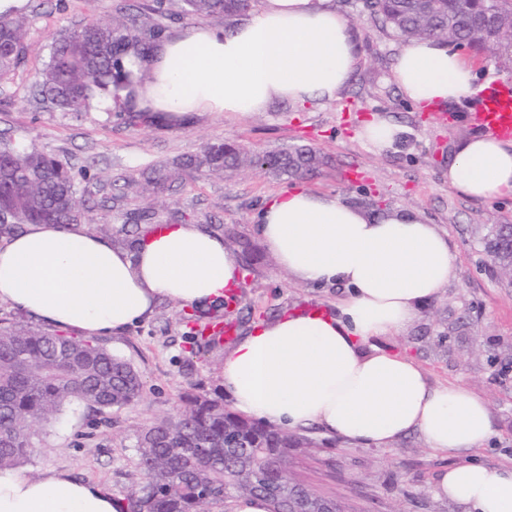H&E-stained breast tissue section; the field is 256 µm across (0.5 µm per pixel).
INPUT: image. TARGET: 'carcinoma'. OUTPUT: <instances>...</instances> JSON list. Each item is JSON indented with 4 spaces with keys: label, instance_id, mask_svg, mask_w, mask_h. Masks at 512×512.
I'll return each instance as SVG.
<instances>
[{
    "label": "carcinoma",
    "instance_id": "obj_1",
    "mask_svg": "<svg viewBox=\"0 0 512 512\" xmlns=\"http://www.w3.org/2000/svg\"><path fill=\"white\" fill-rule=\"evenodd\" d=\"M185 11L208 17L246 13L252 0H182ZM364 7L404 41L437 38L458 47L512 60V0H364ZM27 18L0 14V82L21 64L28 46ZM165 29L136 17L112 23L91 20L61 32L39 72L36 87L48 103L66 112H88L95 92L117 78L121 60L146 62L147 42ZM324 164L312 148L292 146L262 156L225 143L208 144L193 159L158 165L144 186L169 191L195 174H231L259 167L287 179L302 178ZM88 210L68 163L34 146L0 140V234L20 224H85ZM485 251L512 281V224H498ZM138 373L104 347L35 329L0 327V470L14 468L35 449L39 430L69 408L100 415L133 403L141 393ZM143 482L125 498L123 512H207V505L238 494L263 498L268 512H345L339 500L322 496L293 478L284 465L288 450L309 448L305 434L268 427L198 395L177 418L136 431Z\"/></svg>",
    "mask_w": 512,
    "mask_h": 512
}]
</instances>
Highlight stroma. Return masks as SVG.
<instances>
[{
	"label": "stroma",
	"instance_id": "35a3bbf8",
	"mask_svg": "<svg viewBox=\"0 0 512 512\" xmlns=\"http://www.w3.org/2000/svg\"><path fill=\"white\" fill-rule=\"evenodd\" d=\"M352 24L359 63L332 101L296 104L277 100L246 116L201 112L183 128L158 126L137 112H64L39 100L36 76L60 31L82 21L109 20L120 12L145 11L150 0H28L29 50L10 79L0 83V135L66 161L74 171L90 170L80 182L92 208L89 231L118 241L133 230L135 213L150 211L157 224H196L221 236L243 269L236 305L207 309L206 320L223 317L244 335L255 322L271 321L285 310L319 308L335 312L345 290L296 281L278 268L253 231L255 216L288 179L261 169L211 174L187 181L176 192L154 197L140 185L117 191L114 181L139 177L161 162L195 156L205 145L232 141L262 154L307 145L325 159L307 188L336 195L353 207L379 214L398 208L418 212L446 233L456 271L439 295L399 333L375 338L388 353L413 360L436 386L463 385L482 397L494 433L477 461L512 464V283L494 269L483 250L491 225L512 224V195L492 201L459 195L448 185L456 144L476 134L470 121L481 99L472 97L444 110H417L404 100L393 79L403 46L391 30L364 10L362 0H334ZM397 125L400 138L377 152L355 136L372 118ZM183 313L168 300L154 314L100 346L123 357L139 373L143 389L132 405L115 408L92 424L66 412L40 431L38 448L19 464L37 477L50 470L96 483L125 498L139 483L135 431L156 420L177 417L190 397L223 396L228 342L194 351ZM315 445L292 456L288 466L321 493L344 498L358 512H464L461 504L437 496V474L456 456L430 449L420 433L388 445H364L333 435L317 424Z\"/></svg>",
	"mask_w": 512,
	"mask_h": 512
}]
</instances>
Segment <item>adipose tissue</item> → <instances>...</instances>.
<instances>
[{"mask_svg": "<svg viewBox=\"0 0 512 512\" xmlns=\"http://www.w3.org/2000/svg\"><path fill=\"white\" fill-rule=\"evenodd\" d=\"M358 60L352 26L334 0H265L231 31L195 26L160 42L149 63L125 57L123 71L146 68V80H117L94 105L182 127L198 112L245 115L276 99H334ZM475 79L457 51L430 38L406 42L394 71L416 106L469 98ZM448 185L479 200L512 193V143L466 137ZM254 231L282 270L305 283L342 285L348 295L335 315L286 313L241 336L224 356L223 387L236 410L284 429L319 424L366 445L421 433L430 448L459 457L439 473L437 495L469 512H512V465L470 457L493 432L486 402L461 385L431 386L413 361L367 348L405 328L447 285L455 269L447 235L409 209L368 215L303 186L268 199ZM240 270L223 238L195 224L146 226L128 250L79 227L35 224L0 245V303L58 328L109 336L149 318L163 299L187 311L221 304ZM122 505L61 471H0V512Z\"/></svg>", "mask_w": 512, "mask_h": 512, "instance_id": "obj_1", "label": "adipose tissue"}]
</instances>
